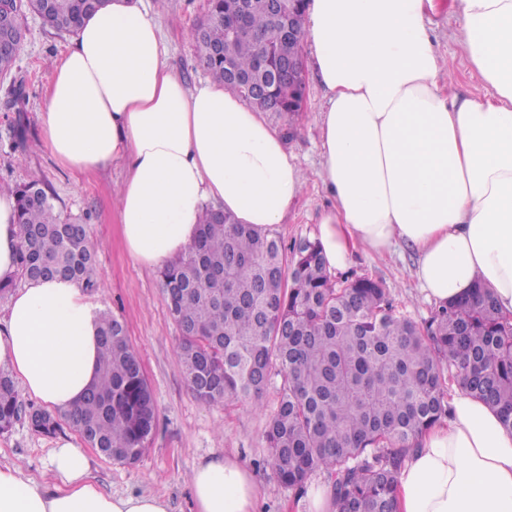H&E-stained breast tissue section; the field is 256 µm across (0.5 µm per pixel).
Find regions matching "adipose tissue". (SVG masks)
<instances>
[{"label":"adipose tissue","instance_id":"obj_1","mask_svg":"<svg viewBox=\"0 0 512 512\" xmlns=\"http://www.w3.org/2000/svg\"><path fill=\"white\" fill-rule=\"evenodd\" d=\"M435 0H306L304 37L329 94L319 112L317 176L332 200L317 240L329 271L355 251L417 255L426 301L476 285L512 319V0H454L452 37L487 92L463 95L435 47ZM54 159L85 173L121 168L115 192L130 256L148 269L185 253L205 203L267 230L300 197L306 173L285 135L239 94L188 87L166 61L140 0L86 18L54 68L40 114ZM17 199L0 192V367L47 408H77L100 367L98 305L66 278L18 283ZM399 479L396 512H512V431L454 387ZM82 446L51 453L49 479L0 465V512H167L152 495L114 496L87 479ZM195 512H255L259 490L235 460L191 474Z\"/></svg>","mask_w":512,"mask_h":512}]
</instances>
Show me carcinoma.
Returning a JSON list of instances; mask_svg holds the SVG:
<instances>
[{
  "label": "carcinoma",
  "instance_id": "obj_1",
  "mask_svg": "<svg viewBox=\"0 0 512 512\" xmlns=\"http://www.w3.org/2000/svg\"><path fill=\"white\" fill-rule=\"evenodd\" d=\"M106 0H0V10L41 15L59 33H76ZM291 0H209L192 38L212 78L228 80L226 62L269 85L272 106L290 116L296 88L272 69L301 50L295 40L261 37L293 24L303 10ZM242 15L254 37L229 46L228 21ZM20 46L0 30V69ZM20 276L37 270L80 283L94 276V243L86 225L69 224L40 179L16 185ZM169 313L183 330L176 345L181 370L204 404L253 402L273 377L278 403L265 430L275 478L295 495L327 473L339 512H395L398 478L420 435L448 415L450 374L472 396L496 408L512 428V321L490 292L438 306L419 325L396 312L380 280L344 285L328 275L317 242L286 251L281 239L231 216L205 210L188 251L160 270ZM100 374L73 412L52 414L24 402L0 370V434L27 422L52 436L67 424L82 442L132 465L157 428V407L123 321L101 313Z\"/></svg>",
  "mask_w": 512,
  "mask_h": 512
}]
</instances>
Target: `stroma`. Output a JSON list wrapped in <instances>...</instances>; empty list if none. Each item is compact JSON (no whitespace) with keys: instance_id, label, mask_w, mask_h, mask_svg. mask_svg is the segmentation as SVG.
<instances>
[{"instance_id":"35a3bbf8","label":"stroma","mask_w":512,"mask_h":512,"mask_svg":"<svg viewBox=\"0 0 512 512\" xmlns=\"http://www.w3.org/2000/svg\"><path fill=\"white\" fill-rule=\"evenodd\" d=\"M450 0H438L436 48L454 59L457 87L464 94L484 91L480 75L472 70L451 37L454 20ZM158 20L167 46V62L196 86L208 80L197 58L192 29L204 17L207 0H142ZM26 37L10 72L0 76V181L22 184L40 177L53 189L63 217L87 222L98 244L95 273L104 286L91 298L124 322L131 347L137 353L158 407L157 429L141 459L132 466L105 458L88 449V479L109 495L146 494L161 497L167 512H195L189 477L199 464L216 457L238 461L260 488L256 512H310V497L295 498L264 463L268 448L265 428L277 403L275 388L256 402L227 400L218 405L199 402L182 374L175 354L179 329L170 317L157 271L140 266L127 252L115 212L114 187L121 176L116 167L75 173L58 165L44 145L40 112L52 84L53 64L73 42L35 15H27ZM24 81L25 97L16 111H8V90ZM329 96L315 75L307 77L305 106L294 116L266 113L277 130L289 132L288 145L310 174L301 196L284 223L273 232L286 246L314 238L322 213L331 205L315 171L320 163L319 133L315 123ZM415 256L402 248L391 258L356 254L336 275L337 281L369 277L383 281L396 311L416 323H425L435 310L427 302L413 275ZM70 427L59 436L33 433L25 423L0 436V463L21 465L33 477L46 475L49 455L59 439H76Z\"/></svg>"}]
</instances>
